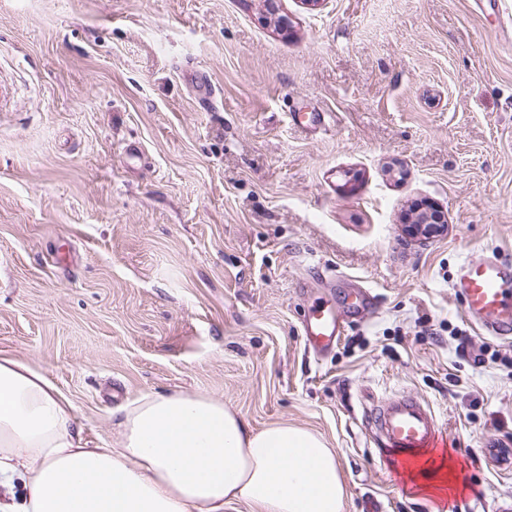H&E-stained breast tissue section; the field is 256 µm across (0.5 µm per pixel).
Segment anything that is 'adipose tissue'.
Returning a JSON list of instances; mask_svg holds the SVG:
<instances>
[{"label":"adipose tissue","mask_w":512,"mask_h":512,"mask_svg":"<svg viewBox=\"0 0 512 512\" xmlns=\"http://www.w3.org/2000/svg\"><path fill=\"white\" fill-rule=\"evenodd\" d=\"M69 401L0 357V512H343L336 456L317 433L256 430L222 400L141 395L112 415V445L85 448Z\"/></svg>","instance_id":"ef3b65f1"}]
</instances>
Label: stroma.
I'll return each instance as SVG.
<instances>
[{
  "label": "stroma",
  "instance_id": "35a3bbf8",
  "mask_svg": "<svg viewBox=\"0 0 512 512\" xmlns=\"http://www.w3.org/2000/svg\"><path fill=\"white\" fill-rule=\"evenodd\" d=\"M0 0V356L85 447L154 392L320 433L343 512L512 501V342L451 287L512 259V0ZM279 15V16H280ZM298 112H327L328 128ZM138 147L129 158L126 150ZM439 211L442 232L406 226ZM377 303L308 353L314 298ZM483 363H476L475 354ZM427 401L458 483L395 479L363 422Z\"/></svg>",
  "mask_w": 512,
  "mask_h": 512
}]
</instances>
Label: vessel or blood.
<instances>
[{"label": "vessel or blood", "instance_id": "obj_1", "mask_svg": "<svg viewBox=\"0 0 512 512\" xmlns=\"http://www.w3.org/2000/svg\"><path fill=\"white\" fill-rule=\"evenodd\" d=\"M452 287L472 325L485 335L512 341V262L494 255L467 258ZM375 303V295L367 290L348 294L342 307L334 296L316 298L301 322L308 350L320 356L335 348L351 316ZM365 422L381 451L404 463L420 462L431 449L448 445L429 405L412 396L377 402L366 409Z\"/></svg>", "mask_w": 512, "mask_h": 512}]
</instances>
